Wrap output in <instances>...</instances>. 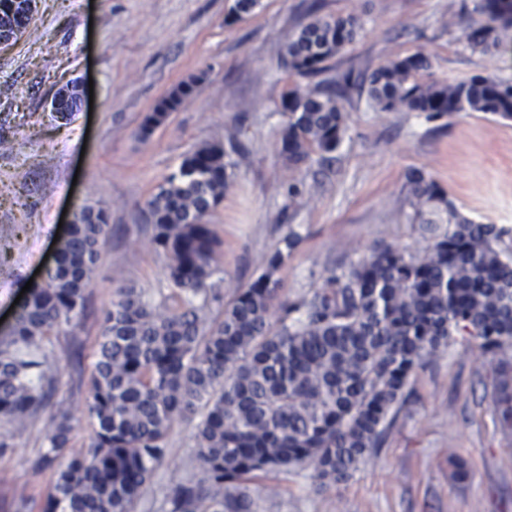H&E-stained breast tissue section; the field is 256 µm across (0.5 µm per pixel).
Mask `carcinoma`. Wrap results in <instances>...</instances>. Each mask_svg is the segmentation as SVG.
Returning a JSON list of instances; mask_svg holds the SVG:
<instances>
[{"label":"carcinoma","instance_id":"cac0c4a2","mask_svg":"<svg viewBox=\"0 0 512 512\" xmlns=\"http://www.w3.org/2000/svg\"><path fill=\"white\" fill-rule=\"evenodd\" d=\"M481 18L448 28L488 54L512 38V0H479ZM30 0H0V36L26 32ZM362 28L353 14L314 16L288 41L285 64L314 78ZM367 99L380 112L452 119L482 112L512 121V82L475 73L434 77L429 57L398 55L373 70ZM180 84L145 117L150 138L196 91ZM352 73L293 86L281 99L280 154L296 178L331 164L347 131ZM244 148L234 135L187 153L147 202L151 244L166 260L156 302L120 284L94 345L85 416L89 441L71 444L74 418L54 416L44 460L57 464L42 512H133L174 426L197 420L194 459L202 478L173 485L168 512H251L248 485L290 467L315 470L319 488L346 482L381 445L409 377L426 355L468 336L496 362L494 404L512 430V241L508 230L457 209L421 170L406 175L410 223L426 240L409 253L379 247L332 271L309 297L282 292L281 268L301 242L289 231L261 273L224 302L213 276L220 242L206 218L223 202ZM109 232L100 207L74 212L57 258L32 284L0 336V423L25 430L55 383L54 337L84 312Z\"/></svg>","mask_w":512,"mask_h":512}]
</instances>
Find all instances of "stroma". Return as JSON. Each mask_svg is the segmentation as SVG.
I'll return each mask as SVG.
<instances>
[{
  "mask_svg": "<svg viewBox=\"0 0 512 512\" xmlns=\"http://www.w3.org/2000/svg\"><path fill=\"white\" fill-rule=\"evenodd\" d=\"M30 31L0 49V316L37 268L53 255L63 211L100 206L110 230L85 311L59 336L57 383L49 406L25 431L0 426V512H40L54 470L41 463L58 409L74 416L72 443L88 442L83 415L93 346L112 301L113 274L157 297L165 263L149 244L145 203L193 148L233 133L246 149L223 203L208 222L221 240L214 279L232 298L252 282L264 256L288 231L302 237L280 272L289 297L312 294L333 270L381 246L409 251L424 240L409 220L405 175H430L466 215L512 230V121L470 112L427 120L416 112H378L353 96L348 130L329 168L312 166L311 194L288 196L279 154L283 94L303 77L284 66L289 39L320 14L354 13L363 28L330 62L331 74L365 75L397 55H428L440 78L484 72L512 80V39L492 53L464 49L448 31V10L462 0H260L233 15L234 0H37ZM198 79L193 97L141 141L156 103L179 83ZM71 79L92 80L93 110L57 119L51 99ZM492 369L476 344L456 336L439 357L424 359L405 389L384 444L352 478L320 491L314 471L294 467L250 485L253 512H512V434L498 424ZM193 425L175 426L136 512H167L172 480L198 481ZM456 449L468 476L455 478ZM27 486L19 508L14 488Z\"/></svg>",
  "mask_w": 512,
  "mask_h": 512,
  "instance_id": "1",
  "label": "stroma"
}]
</instances>
